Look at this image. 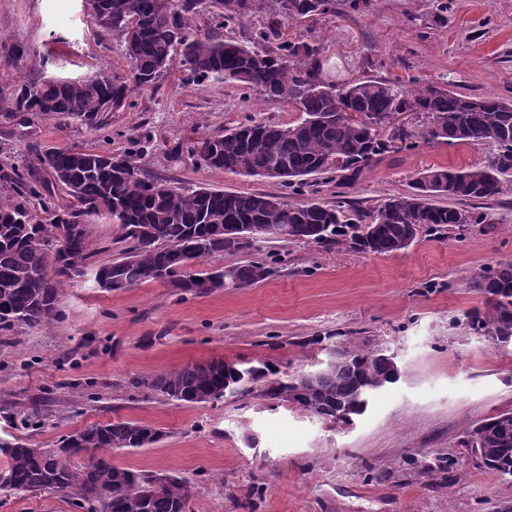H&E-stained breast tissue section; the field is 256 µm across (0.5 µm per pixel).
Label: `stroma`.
I'll list each match as a JSON object with an SVG mask.
<instances>
[{"instance_id": "obj_1", "label": "stroma", "mask_w": 512, "mask_h": 512, "mask_svg": "<svg viewBox=\"0 0 512 512\" xmlns=\"http://www.w3.org/2000/svg\"><path fill=\"white\" fill-rule=\"evenodd\" d=\"M298 33L324 49L326 80L364 77L446 86L512 100V0H369L360 11L308 19ZM28 49L35 67H15ZM126 75L122 47L82 0H0V114L15 108L21 78ZM180 66L136 91L101 130L62 126L29 112L0 123V170L37 164L50 149L124 151L147 141L146 175L193 189L276 192L277 180L209 170L190 148L205 133L247 119L291 123V107L214 82L182 79ZM490 144L420 143L392 155L350 189L371 206L407 190L426 169H463ZM463 233L422 235L407 249L369 255L343 245L261 242L204 268L275 262L261 282L183 295L160 282L104 292L90 278L65 283L50 328H14L0 344V440L52 448L91 424L135 420L154 445L116 450L131 470L171 473L192 488L188 512H512V485L477 465L461 444L474 424L512 412V347L496 350L465 327L484 300L468 282L512 260V192ZM395 353L401 378L345 426L260 394L184 404L136 389L134 377L213 359L268 366L278 377L320 367L327 347ZM41 409L42 425L27 416ZM0 512H79L37 491L0 490Z\"/></svg>"}]
</instances>
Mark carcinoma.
Instances as JSON below:
<instances>
[{
	"instance_id": "obj_1",
	"label": "carcinoma",
	"mask_w": 512,
	"mask_h": 512,
	"mask_svg": "<svg viewBox=\"0 0 512 512\" xmlns=\"http://www.w3.org/2000/svg\"><path fill=\"white\" fill-rule=\"evenodd\" d=\"M95 23L124 48L130 77L89 75L82 79L46 78L18 84L19 119L36 112L69 119L91 130L110 112L125 109L136 88L159 83L173 56L181 58L187 81H218L236 86L242 98L254 94L265 104H282L302 114L288 124L250 119L233 128L208 132L192 152L210 170L267 177L277 175L291 194H302L307 178L334 183L336 202L290 200L273 192L189 190L164 178L143 174L137 158L143 149L122 153L54 149L39 157V167L12 169L0 178L12 194L0 196V332L17 325L49 328L59 315L62 286L92 270L96 287L123 291L160 281L181 293L202 295L224 287V272L192 271L191 263L235 255L263 238L224 234L228 224L279 230L278 242H302L330 250L347 244L371 255L408 248L424 233L446 235L468 224H483L479 206L512 190V103L475 97L434 85L404 87L384 79H360L350 87L324 84L320 44L302 35L284 36L295 16L336 12V0H99ZM211 9L224 29L244 27L260 14L264 23L246 43L195 31L201 12ZM414 112L419 130L386 139L374 124L390 112ZM486 142L493 151L469 169L432 168L417 175L409 190L376 206L347 199L344 189L390 154L409 150L419 140ZM47 173L73 203L52 211L45 192ZM107 219L126 244L118 259L95 262L98 246L90 224ZM275 267L250 262L230 268L233 282L250 285L270 277ZM471 287L485 308L467 314L469 333L492 348L512 345V262H495L474 276ZM268 367H245L214 359L165 373L138 377L168 400L195 404L224 398V386L240 398L261 388L270 399L289 400L303 411L332 423L360 416L369 399L398 378L379 350H342L307 377L270 378ZM160 432L138 421L92 424L64 436L55 448H28L1 441L7 459L0 490L46 491L87 512H186L189 482L177 476L155 486V473L134 472L112 463V450L155 444ZM479 464L512 483V418L486 419L463 441Z\"/></svg>"
}]
</instances>
